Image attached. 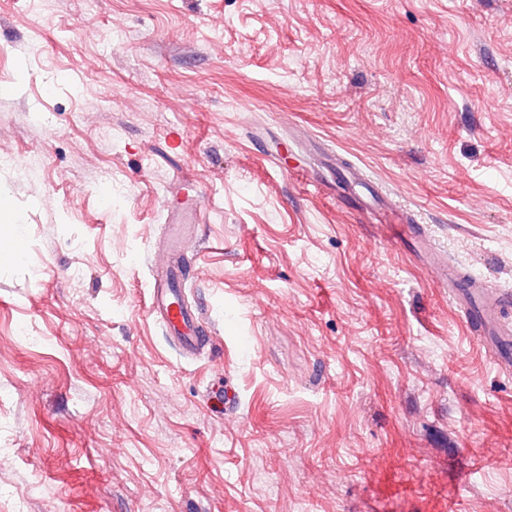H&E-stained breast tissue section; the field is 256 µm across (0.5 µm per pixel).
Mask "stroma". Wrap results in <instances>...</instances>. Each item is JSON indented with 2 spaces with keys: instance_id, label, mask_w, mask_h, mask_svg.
<instances>
[{
  "instance_id": "obj_1",
  "label": "stroma",
  "mask_w": 512,
  "mask_h": 512,
  "mask_svg": "<svg viewBox=\"0 0 512 512\" xmlns=\"http://www.w3.org/2000/svg\"><path fill=\"white\" fill-rule=\"evenodd\" d=\"M40 2L0 0V512H512V369L313 154L512 287V0ZM175 279L168 269L159 274L158 279H155L151 306L163 318L170 338L184 352L194 354L202 346L208 330H203L200 314L179 301L181 296Z\"/></svg>"
}]
</instances>
